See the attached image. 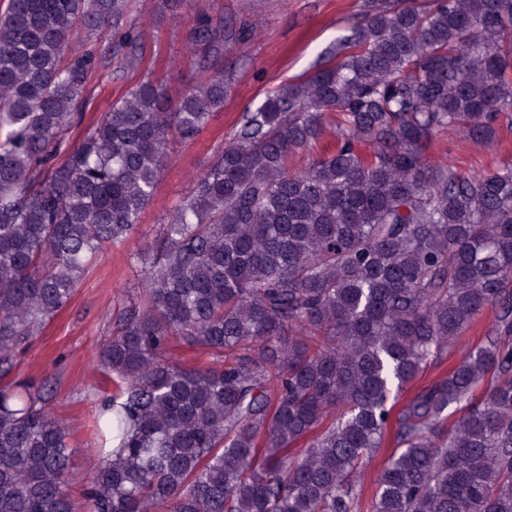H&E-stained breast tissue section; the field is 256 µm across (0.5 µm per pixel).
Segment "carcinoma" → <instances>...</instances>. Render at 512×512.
<instances>
[{
	"label": "carcinoma",
	"instance_id": "carcinoma-1",
	"mask_svg": "<svg viewBox=\"0 0 512 512\" xmlns=\"http://www.w3.org/2000/svg\"><path fill=\"white\" fill-rule=\"evenodd\" d=\"M128 2L0 12V512H361L360 467L391 429L371 512H512V167L424 156L443 131L488 143L512 112V0H365L324 62L242 116L134 255L76 501L50 381H14L17 356L139 222L168 136L196 138L228 85L220 71L173 100L143 81L83 124L92 73L142 57ZM80 25L123 40L81 54ZM193 42L209 67L224 18ZM328 112L334 144L289 171ZM489 309L486 341L398 405ZM176 343L209 360L174 361Z\"/></svg>",
	"mask_w": 512,
	"mask_h": 512
}]
</instances>
